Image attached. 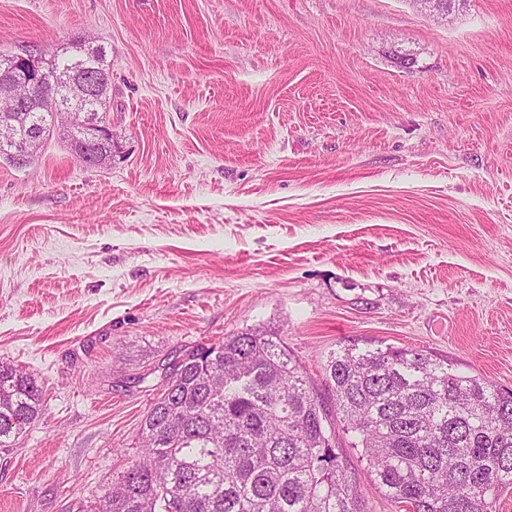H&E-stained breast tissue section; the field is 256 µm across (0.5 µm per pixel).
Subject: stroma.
<instances>
[{
    "label": "stroma",
    "mask_w": 512,
    "mask_h": 512,
    "mask_svg": "<svg viewBox=\"0 0 512 512\" xmlns=\"http://www.w3.org/2000/svg\"><path fill=\"white\" fill-rule=\"evenodd\" d=\"M81 35L111 163L0 162V359L45 398L0 512H95L170 364L248 328L322 396L347 345L512 389V0H0V51Z\"/></svg>",
    "instance_id": "1"
}]
</instances>
